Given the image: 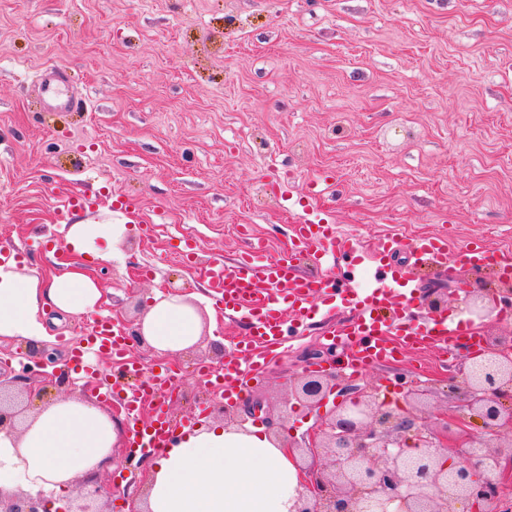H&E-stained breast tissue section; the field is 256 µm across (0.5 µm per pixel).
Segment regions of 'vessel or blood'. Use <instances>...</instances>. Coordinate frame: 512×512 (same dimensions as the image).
I'll list each match as a JSON object with an SVG mask.
<instances>
[{
  "label": "vessel or blood",
  "instance_id": "obj_1",
  "mask_svg": "<svg viewBox=\"0 0 512 512\" xmlns=\"http://www.w3.org/2000/svg\"><path fill=\"white\" fill-rule=\"evenodd\" d=\"M401 245L397 231L386 233L365 251L351 246L348 279L344 282L302 274L298 258H306L315 267L335 256L339 236L334 224L322 218L303 217L291 227L286 251L268 258L261 245H252L233 262L215 259L206 275L216 290V300L229 321L246 322L245 336L235 341L224 360V369L210 375L213 392L230 399L239 395L255 372L267 369L268 356L280 350L293 334L317 315L321 303L328 302L345 311L338 327L326 330L327 341L349 347L345 369L361 374L379 363L395 362L411 349L432 346L450 353L452 346L466 335L465 330L446 317H431L413 322L407 310L416 305L418 283L405 266L395 259ZM456 252L462 265L473 269L496 266L503 274H512V251H491L483 243L454 246L445 236L418 239L410 247L415 263L441 268L449 252ZM369 269L370 288L353 285L361 269ZM94 352L111 361L119 374L139 376V384L124 392L128 419L127 446L132 451L156 452L165 447L171 432L167 412L157 398L170 392L172 374H144L140 364L127 356L124 332L109 322H101L83 346L74 350L76 368H83L86 352Z\"/></svg>",
  "mask_w": 512,
  "mask_h": 512
}]
</instances>
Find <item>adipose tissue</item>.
<instances>
[{
    "instance_id": "ef3b65f1",
    "label": "adipose tissue",
    "mask_w": 512,
    "mask_h": 512,
    "mask_svg": "<svg viewBox=\"0 0 512 512\" xmlns=\"http://www.w3.org/2000/svg\"><path fill=\"white\" fill-rule=\"evenodd\" d=\"M130 218L79 219L64 234L70 260L60 275L20 270L16 259L0 264V339L24 341L39 351L49 341L45 308L64 314L97 312L102 300L87 258H104L103 244L120 243ZM140 340L162 353L192 348L201 333L198 309L180 294L149 297L137 325ZM119 425L79 395L30 413L21 428L0 430V489L43 494L47 512L61 497L76 498L82 481L116 467ZM306 487L285 443L264 428L208 422L175 432L148 465L144 512H293Z\"/></svg>"
}]
</instances>
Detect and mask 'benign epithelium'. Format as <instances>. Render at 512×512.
Here are the masks:
<instances>
[{"instance_id": "7a95c632", "label": "benign epithelium", "mask_w": 512, "mask_h": 512, "mask_svg": "<svg viewBox=\"0 0 512 512\" xmlns=\"http://www.w3.org/2000/svg\"><path fill=\"white\" fill-rule=\"evenodd\" d=\"M470 311L487 313L481 288L465 290ZM485 362L464 365L462 380H451L448 399L459 414L438 431L427 424L420 405L427 385L412 382L409 405L399 409L354 384L310 375L294 386V394L318 411L313 435L295 450L306 455L309 494L298 499L295 512H452L465 502L474 512H502L499 477L512 463V336L487 344ZM10 389L30 396L32 387L20 376L0 375V394ZM338 392L342 400L326 408ZM13 400L0 398V428L17 416ZM478 421L477 448L451 465L442 462L448 436ZM323 458L324 469L314 467ZM44 500L0 491V512H41Z\"/></svg>"}]
</instances>
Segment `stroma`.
Listing matches in <instances>:
<instances>
[{
	"mask_svg": "<svg viewBox=\"0 0 512 512\" xmlns=\"http://www.w3.org/2000/svg\"><path fill=\"white\" fill-rule=\"evenodd\" d=\"M53 66L66 69L74 109L38 89ZM322 176L342 244L371 246L396 228L411 241L512 248V0H0V246L59 274L60 197H95L73 210L93 221L118 197L137 204L117 256L91 271L100 313L49 329L61 372L101 314L131 332L148 296L168 289L199 307L198 343L176 357L130 350L179 369L174 421L211 402L200 369L223 368L244 326L225 321L205 270L246 247V225L268 256L287 247L298 201ZM448 265L423 270L417 318L435 303L457 312L462 281L497 298L512 287L491 269ZM331 320H312L231 416L262 403L253 424L300 444L315 413L292 387L346 353L320 340ZM399 373L433 386L432 424L456 415L433 354L370 367L359 382L387 401L404 394ZM145 475L122 461L99 476L111 491L101 512H129Z\"/></svg>",
	"mask_w": 512,
	"mask_h": 512,
	"instance_id": "stroma-1",
	"label": "stroma"
}]
</instances>
